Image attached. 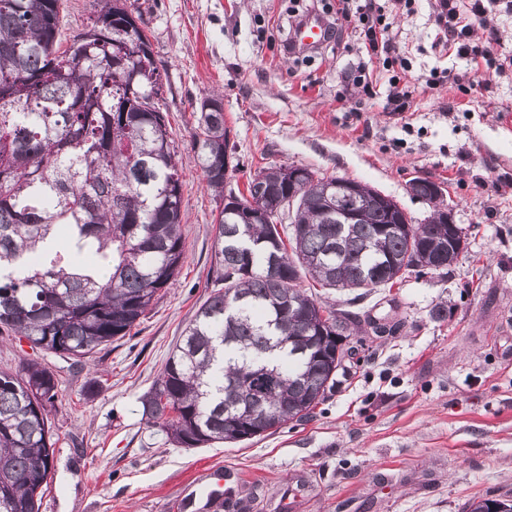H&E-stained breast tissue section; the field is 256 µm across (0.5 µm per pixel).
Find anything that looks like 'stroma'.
Listing matches in <instances>:
<instances>
[{"label":"stroma","mask_w":512,"mask_h":512,"mask_svg":"<svg viewBox=\"0 0 512 512\" xmlns=\"http://www.w3.org/2000/svg\"><path fill=\"white\" fill-rule=\"evenodd\" d=\"M140 14L163 80L182 182L185 259L129 337L80 365L0 338V369L41 360L61 381L51 412L57 443L40 512H181L198 471L220 465L238 485L202 512H464L480 498L512 499V69H488L482 87L449 111L447 87L416 92L408 112L384 95L336 101L355 60L322 47L290 57L289 10L308 0H127ZM435 0H416L393 30L413 71L455 74L465 62L433 44ZM224 95L227 189L245 191L270 164L304 166L373 186L412 223L431 212L411 179L439 184L466 248L447 269L406 274L364 296L319 289L335 308L398 324L390 336H350L335 388L311 417L237 443L180 448L146 424L141 396L183 329L217 289L218 200L194 149L195 110ZM444 305L435 319L432 311Z\"/></svg>","instance_id":"35a3bbf8"}]
</instances>
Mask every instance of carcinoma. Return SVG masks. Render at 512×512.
Returning a JSON list of instances; mask_svg holds the SVG:
<instances>
[{
    "label": "carcinoma",
    "instance_id": "cac0c4a2",
    "mask_svg": "<svg viewBox=\"0 0 512 512\" xmlns=\"http://www.w3.org/2000/svg\"><path fill=\"white\" fill-rule=\"evenodd\" d=\"M63 46V0H0V334L80 363L128 336L180 273L181 177L151 44L126 0H100ZM217 106L205 110L206 103ZM221 98H202L194 147L208 189L224 197L229 130ZM299 184L294 220L272 217L293 187L288 168L259 171L218 211L214 257L224 291L202 304L141 397L146 422L181 448L256 438L309 417L336 386L352 348L349 314L298 285L381 288L402 262L434 272L455 257L435 182L411 194L432 205L404 223L367 184L328 208L334 176ZM355 208L359 224L336 211ZM399 224L397 232H384ZM293 304L296 311L286 309ZM260 396L243 402V387ZM56 375L37 361L0 371V512H39L56 440ZM467 512H512L485 498Z\"/></svg>",
    "mask_w": 512,
    "mask_h": 512
}]
</instances>
